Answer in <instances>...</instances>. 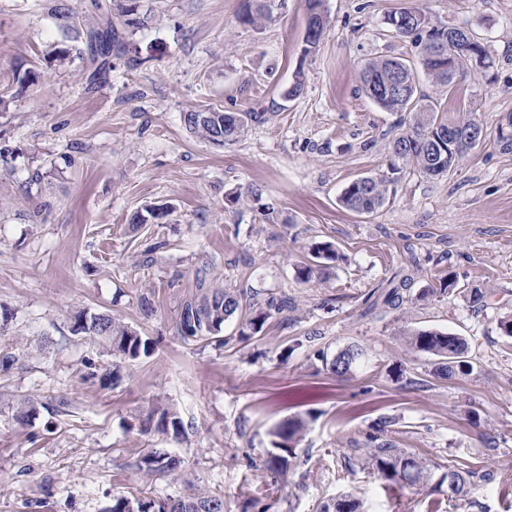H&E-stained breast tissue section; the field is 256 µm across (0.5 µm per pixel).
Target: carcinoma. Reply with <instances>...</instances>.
<instances>
[{"label":"carcinoma","mask_w":512,"mask_h":512,"mask_svg":"<svg viewBox=\"0 0 512 512\" xmlns=\"http://www.w3.org/2000/svg\"><path fill=\"white\" fill-rule=\"evenodd\" d=\"M309 14L307 28L314 26L312 39L305 41L304 53L314 52L323 36L326 18L323 0H306ZM97 20L83 31L84 44L89 52L92 72L89 79L100 81L112 71V52L124 46V30L113 23V12L124 18L123 25L134 27L141 24L137 17L136 6L94 3ZM384 24L396 35L408 40L417 48L420 65L431 77L434 85L442 92L451 94L456 82L466 69L471 67L472 56L460 49L459 43L450 36L451 28L434 24L426 13L418 7L402 8L388 14ZM401 68L407 74L410 85L404 96L386 95L380 89L391 80L395 68ZM361 89L380 108L390 112L408 114L409 120H400L402 131L391 143L390 175L365 176L352 181L342 192L340 204L358 214H371L382 208L395 192L397 181L395 174L406 167H412L427 177H438L454 170L459 159L469 149L463 145L456 151L448 150V127L468 128L480 124L475 114L470 112L458 119L448 120L439 116L438 102L431 96L419 92L414 69L404 58H375L364 65L360 73ZM263 120L258 112H226L219 108H210L206 115L192 109L183 116L187 131L196 138L213 144L224 139V144L232 145L239 141L249 127ZM169 215L165 207H151L146 213L136 212L130 223L137 226L162 220ZM412 281L409 274H400L392 281V287L370 302L368 309L378 306L390 309L399 308L407 297L406 287ZM288 309L282 298L268 297L257 300L256 294L248 295L239 290L224 287H212L206 277L198 278V291L187 299L182 306L178 333L186 341L213 339L219 337L224 323L235 316L240 317L242 329L240 338L247 339L259 333L272 313H282ZM73 332L100 340L109 336L112 341L105 342L112 354L123 360L135 361L148 356L153 349L151 339L122 323L114 316L80 313L75 317ZM408 349L431 354L441 361L446 374L465 373L471 369L468 360L466 341L452 333L430 329H413L406 333ZM362 351L348 347L339 351L331 362V368L338 376L352 373L359 365ZM156 416L155 430L159 433H173L180 436L185 433L182 418L168 407L153 410ZM306 428L301 417L288 419L276 426L271 435L274 437V451L265 459L263 468L285 479L294 459V448L300 441ZM362 463L376 472L388 492L412 488L420 491L428 486L435 471L443 474L435 486L448 484V499L457 501L465 496L468 482L488 478L477 464L466 460H451L441 464L407 448H396L390 443H382L376 448L365 451ZM134 467L149 477L158 479L174 475L180 468L177 456L163 449L145 448L135 461ZM224 512V498L197 489L186 496L167 497L163 500L143 499L137 496L119 495L112 498V504L104 512ZM318 512H362V503L349 494H342L318 508Z\"/></svg>","instance_id":"carcinoma-1"}]
</instances>
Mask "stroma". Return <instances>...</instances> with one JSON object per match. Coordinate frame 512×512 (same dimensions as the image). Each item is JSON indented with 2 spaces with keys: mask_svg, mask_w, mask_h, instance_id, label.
<instances>
[{
  "mask_svg": "<svg viewBox=\"0 0 512 512\" xmlns=\"http://www.w3.org/2000/svg\"><path fill=\"white\" fill-rule=\"evenodd\" d=\"M252 3L138 0L141 25L92 85L81 41L44 0H0V357L14 358L0 372V512H103L118 495L197 488L223 496L224 512H315L346 493L364 512H429L433 500L438 512H512V338L497 325L512 315V146L498 137L512 118V0H324L311 54L305 0H264L258 26L242 22ZM410 6L484 44L490 67L470 68L441 109L475 113L487 136L447 176L404 170L395 195L359 215L339 196L387 173L399 119L364 95L359 73L377 57H415L383 22ZM299 71L303 91L285 99ZM198 107L266 119L218 148L184 126ZM164 204L162 223L131 224ZM319 242L339 257L299 282ZM201 269L292 308L244 341L236 318L224 341H183L180 310ZM401 270L414 274L412 301L364 314V296ZM444 277L456 293L419 300ZM473 287L488 291L484 307L463 296ZM83 311L118 316L153 352L128 364L73 334ZM410 329L465 338L471 372L443 375L436 357L407 349ZM352 345L361 363L336 376L329 358ZM88 358L118 371L116 385L82 381ZM159 404L184 436L145 430ZM293 417L308 426L281 480L262 465L271 430ZM386 440L495 478L462 501L429 488L393 497L361 467ZM147 447L175 453L178 475L136 470Z\"/></svg>",
  "mask_w": 512,
  "mask_h": 512,
  "instance_id": "stroma-1",
  "label": "stroma"
}]
</instances>
